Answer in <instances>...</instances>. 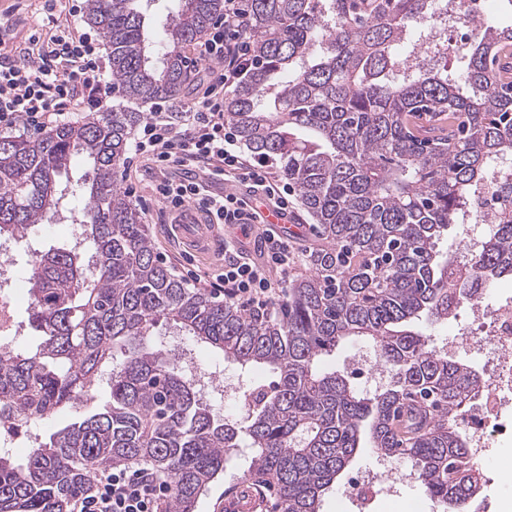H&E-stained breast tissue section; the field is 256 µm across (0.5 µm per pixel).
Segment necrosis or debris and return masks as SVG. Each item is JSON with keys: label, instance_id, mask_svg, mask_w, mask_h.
I'll return each mask as SVG.
<instances>
[{"label": "necrosis or debris", "instance_id": "4bbe7bcc", "mask_svg": "<svg viewBox=\"0 0 512 512\" xmlns=\"http://www.w3.org/2000/svg\"><path fill=\"white\" fill-rule=\"evenodd\" d=\"M490 10L491 0H440L435 13L423 22L429 39L411 55L410 65L431 62L437 43L447 41L449 35L461 42L470 39L475 25L485 21ZM503 175L502 169L491 171L475 192V206L465 214L459 267L470 266L482 246L477 227L496 221L500 202L493 188ZM13 253V243L0 242V334L9 337L16 333L13 299L24 286L23 279L13 274ZM469 320L467 330L450 347L483 363L481 382L471 395L465 422L471 454L485 462L497 457L499 448L512 445V293L493 306L484 304L482 295H475L469 302ZM416 480L414 469L398 468L392 457L383 455L377 470L352 475L343 493L357 499L378 483L412 484Z\"/></svg>", "mask_w": 512, "mask_h": 512}]
</instances>
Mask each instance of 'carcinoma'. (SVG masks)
I'll return each mask as SVG.
<instances>
[{
	"mask_svg": "<svg viewBox=\"0 0 512 512\" xmlns=\"http://www.w3.org/2000/svg\"><path fill=\"white\" fill-rule=\"evenodd\" d=\"M142 0H86L126 99H174L185 50L224 0H175L164 39L145 33ZM434 0H245L255 66L224 95V122L296 190L329 246L288 287L278 312L244 310L192 288L154 254L146 225L113 179L142 112H92L38 138L0 136V239L66 208L73 156L89 170L83 252L31 253V324L39 343L0 351V426L78 416L15 461L0 452V512H64L90 472L143 462L170 475L171 512H194L247 442L244 479L274 484L273 512H321L360 448L410 459L427 495L468 512L482 491L460 421L480 374L413 329L446 321L479 285L512 276V178L499 223L472 272L436 244L488 168L512 160V28L485 23L454 77L411 71ZM160 322L243 366L275 376L244 395L246 425L222 418L154 339ZM372 344L389 370L371 396L322 357ZM107 376L110 400L95 398Z\"/></svg>",
	"mask_w": 512,
	"mask_h": 512,
	"instance_id": "1",
	"label": "carcinoma"
}]
</instances>
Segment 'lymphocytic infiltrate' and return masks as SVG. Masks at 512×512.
Masks as SVG:
<instances>
[{
  "instance_id": "1",
  "label": "lymphocytic infiltrate",
  "mask_w": 512,
  "mask_h": 512,
  "mask_svg": "<svg viewBox=\"0 0 512 512\" xmlns=\"http://www.w3.org/2000/svg\"><path fill=\"white\" fill-rule=\"evenodd\" d=\"M240 0H224L218 17L199 43L198 58L221 63L220 71L197 99L191 100L180 122L166 119V101L152 103L150 116L131 145L132 157L154 161L163 177L153 192L167 208L193 204L205 210L210 223L236 224L246 198L266 200L279 211L293 205V187L274 176L268 161L245 157L233 129L224 123V91L236 84L254 64L253 47L244 32ZM62 6L73 27L61 30L47 51L29 52L0 62V132L42 130L68 122L74 111L95 109L112 89L105 79L104 59L89 33L79 31L80 0H46L47 8ZM206 163L212 180L236 182L244 195H219L205 184L176 182L166 172L174 167ZM264 263L249 257L239 241H224V269L209 275L214 296L259 311L272 304L276 290L266 269L274 267L287 279L295 263L286 237L267 230L261 240ZM171 482L146 467H105L72 496L69 512H169Z\"/></svg>"
}]
</instances>
